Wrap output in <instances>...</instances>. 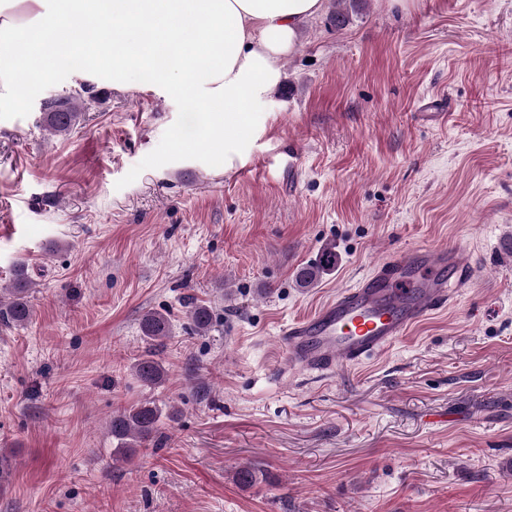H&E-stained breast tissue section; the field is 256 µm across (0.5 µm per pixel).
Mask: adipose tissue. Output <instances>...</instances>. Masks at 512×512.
Listing matches in <instances>:
<instances>
[{
	"instance_id": "1",
	"label": "adipose tissue",
	"mask_w": 512,
	"mask_h": 512,
	"mask_svg": "<svg viewBox=\"0 0 512 512\" xmlns=\"http://www.w3.org/2000/svg\"><path fill=\"white\" fill-rule=\"evenodd\" d=\"M323 0H0V45L25 42L43 59L66 21L124 20L101 59L122 84L145 72L152 84L220 112L225 127L258 135L254 108L278 86L305 19Z\"/></svg>"
}]
</instances>
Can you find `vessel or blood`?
<instances>
[{
    "label": "vessel or blood",
    "instance_id": "vessel-or-blood-1",
    "mask_svg": "<svg viewBox=\"0 0 512 512\" xmlns=\"http://www.w3.org/2000/svg\"><path fill=\"white\" fill-rule=\"evenodd\" d=\"M466 255L453 247L397 252L313 316L288 324L283 340L289 366L334 375L390 350L411 328L452 304L449 283H468Z\"/></svg>",
    "mask_w": 512,
    "mask_h": 512
}]
</instances>
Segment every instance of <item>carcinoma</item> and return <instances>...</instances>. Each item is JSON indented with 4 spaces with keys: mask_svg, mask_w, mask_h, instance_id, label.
Masks as SVG:
<instances>
[{
    "mask_svg": "<svg viewBox=\"0 0 512 512\" xmlns=\"http://www.w3.org/2000/svg\"><path fill=\"white\" fill-rule=\"evenodd\" d=\"M362 0H335L336 10L332 12V21L336 27L342 28L350 23ZM81 97H73L65 104L63 112L44 113L45 126L56 135L70 133L79 116ZM32 280L27 267L20 264L15 267L12 287L9 288L11 298L5 302L0 299V321L5 325H20L31 316L29 290ZM187 318L198 333L206 332L211 325V309L195 303L189 306ZM143 336L154 347L164 344L171 335V322L167 314L149 311L140 320ZM135 377L146 385H158L165 380L166 372L162 362L155 358L154 352L143 356L132 367ZM163 411L152 402H142L112 413L109 429L112 440L116 441V454L122 458L129 457L135 449L146 446L159 433Z\"/></svg>",
    "mask_w": 512,
    "mask_h": 512,
    "instance_id": "obj_1",
    "label": "carcinoma"
}]
</instances>
